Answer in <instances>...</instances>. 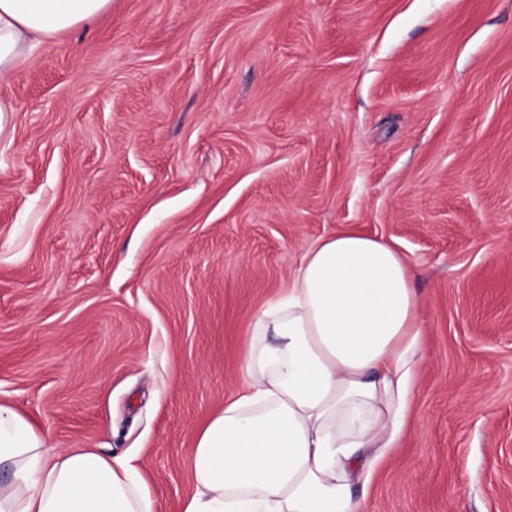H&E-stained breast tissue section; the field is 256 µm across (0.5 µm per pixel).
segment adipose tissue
Segmentation results:
<instances>
[{"label": "adipose tissue", "instance_id": "obj_1", "mask_svg": "<svg viewBox=\"0 0 512 512\" xmlns=\"http://www.w3.org/2000/svg\"><path fill=\"white\" fill-rule=\"evenodd\" d=\"M112 0H0V77ZM414 270L384 240L315 242L242 345L247 386L197 433L181 512H364L401 438L423 331ZM0 512H158L134 459L65 449L0 402Z\"/></svg>", "mask_w": 512, "mask_h": 512}]
</instances>
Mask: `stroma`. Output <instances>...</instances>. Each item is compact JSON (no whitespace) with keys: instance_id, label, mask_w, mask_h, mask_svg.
<instances>
[{"instance_id":"stroma-1","label":"stroma","mask_w":512,"mask_h":512,"mask_svg":"<svg viewBox=\"0 0 512 512\" xmlns=\"http://www.w3.org/2000/svg\"><path fill=\"white\" fill-rule=\"evenodd\" d=\"M0 97L1 402L180 512L256 314L357 231L424 331L367 512H512V0H112Z\"/></svg>"}]
</instances>
